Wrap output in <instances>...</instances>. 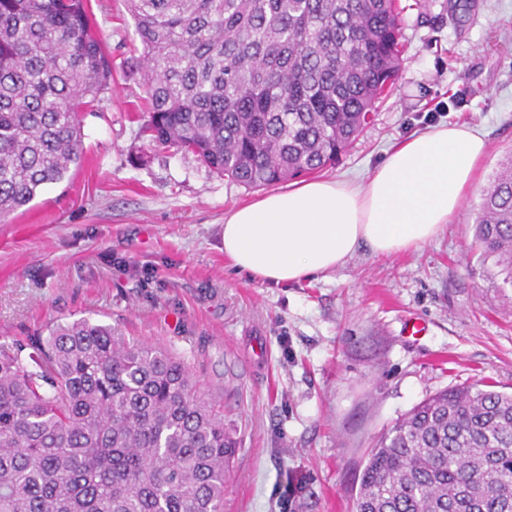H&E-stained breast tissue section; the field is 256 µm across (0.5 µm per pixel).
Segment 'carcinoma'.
Returning a JSON list of instances; mask_svg holds the SVG:
<instances>
[{"mask_svg": "<svg viewBox=\"0 0 512 512\" xmlns=\"http://www.w3.org/2000/svg\"><path fill=\"white\" fill-rule=\"evenodd\" d=\"M153 144L249 189L320 172L398 76L396 0H128ZM112 85L86 0H0V220L83 161ZM480 272L512 287V161ZM236 441L185 358L89 318L0 342V512H224ZM356 512H512V394L441 390L390 427Z\"/></svg>", "mask_w": 512, "mask_h": 512, "instance_id": "obj_1", "label": "carcinoma"}]
</instances>
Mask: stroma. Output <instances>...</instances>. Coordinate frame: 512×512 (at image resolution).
<instances>
[{
	"mask_svg": "<svg viewBox=\"0 0 512 512\" xmlns=\"http://www.w3.org/2000/svg\"><path fill=\"white\" fill-rule=\"evenodd\" d=\"M87 7L112 85L81 114L82 166L0 223V336L89 317L188 359L239 448L224 512H355L371 449L414 406L481 378L512 392V288L467 270L473 206L512 158V0H397L398 78L320 173L363 184L391 145L471 124L489 151L451 223L283 285L224 257L225 213L258 191L152 146L126 0Z\"/></svg>",
	"mask_w": 512,
	"mask_h": 512,
	"instance_id": "35a3bbf8",
	"label": "stroma"
}]
</instances>
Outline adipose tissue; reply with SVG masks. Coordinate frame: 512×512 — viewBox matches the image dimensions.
<instances>
[{"label": "adipose tissue", "mask_w": 512, "mask_h": 512, "mask_svg": "<svg viewBox=\"0 0 512 512\" xmlns=\"http://www.w3.org/2000/svg\"><path fill=\"white\" fill-rule=\"evenodd\" d=\"M487 152L481 131L436 125L393 146L366 184L296 182L229 211L224 255L280 285L336 270L363 245L383 257L415 249L449 224Z\"/></svg>", "instance_id": "ef3b65f1"}]
</instances>
